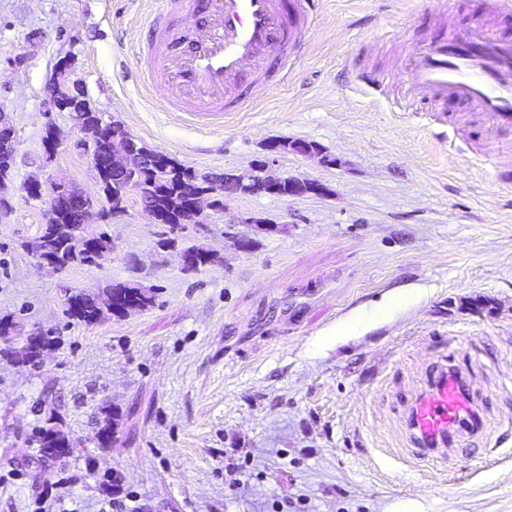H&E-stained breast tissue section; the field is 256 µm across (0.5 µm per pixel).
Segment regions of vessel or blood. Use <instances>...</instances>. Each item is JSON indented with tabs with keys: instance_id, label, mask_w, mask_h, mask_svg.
<instances>
[{
	"instance_id": "1",
	"label": "vessel or blood",
	"mask_w": 512,
	"mask_h": 512,
	"mask_svg": "<svg viewBox=\"0 0 512 512\" xmlns=\"http://www.w3.org/2000/svg\"><path fill=\"white\" fill-rule=\"evenodd\" d=\"M185 7V0H160L142 69L150 85L165 87L168 111L213 128L245 108L249 96L241 84L263 83L269 60L285 71L302 59L316 21L312 0H207L204 21L169 27L166 17ZM405 72L406 99L427 112L464 110L473 136L491 145L495 172H512V38L483 24L445 27L410 54ZM359 82L369 95L386 98V74L367 71ZM470 402L465 378L437 368L428 388L406 401L408 445L416 456L441 454Z\"/></svg>"
}]
</instances>
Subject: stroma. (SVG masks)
<instances>
[{
    "instance_id": "obj_1",
    "label": "stroma",
    "mask_w": 512,
    "mask_h": 512,
    "mask_svg": "<svg viewBox=\"0 0 512 512\" xmlns=\"http://www.w3.org/2000/svg\"><path fill=\"white\" fill-rule=\"evenodd\" d=\"M157 0H0V111L16 137L0 209V316L24 326L0 342V512H512V184L424 112L390 111L356 85L364 69L400 73L411 45L447 21L482 23L481 0H319L303 59L251 90L255 107L206 129L162 111L139 57ZM72 62L77 91L146 147L200 174L265 161L272 140H304L268 172L320 194L233 196L186 239L217 254L184 270L138 193L93 232L112 252L51 274L26 249L46 206L24 185H99L83 135L50 86ZM55 126L60 144L47 152ZM273 223L257 232L247 218ZM250 238L238 250L234 236ZM137 281L153 306L87 325L63 287ZM56 345L21 359L25 337ZM448 361L473 379L483 432H461L447 459L407 450L403 396ZM118 415L99 447L104 411ZM54 417L67 457L43 459Z\"/></svg>"
}]
</instances>
